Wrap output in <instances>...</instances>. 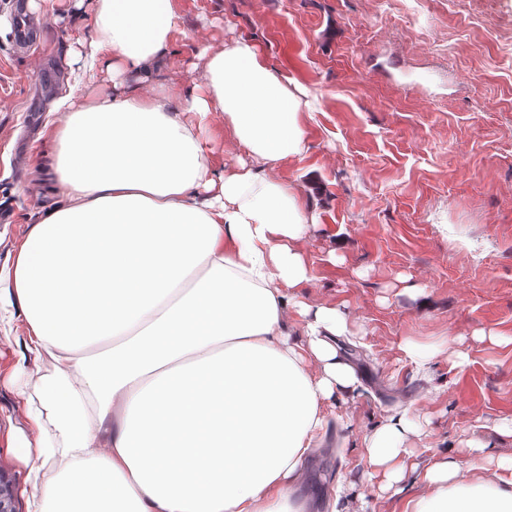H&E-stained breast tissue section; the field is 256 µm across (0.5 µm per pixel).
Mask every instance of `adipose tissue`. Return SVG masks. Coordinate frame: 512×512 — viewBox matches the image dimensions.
I'll return each instance as SVG.
<instances>
[{"label":"adipose tissue","mask_w":512,"mask_h":512,"mask_svg":"<svg viewBox=\"0 0 512 512\" xmlns=\"http://www.w3.org/2000/svg\"><path fill=\"white\" fill-rule=\"evenodd\" d=\"M93 10L83 74L112 85L58 103L61 201L0 269V323L21 312L47 360L18 390L45 441L30 512H316L296 495L304 463L356 378L336 344L346 315L299 294L316 213L274 175L304 150L308 103L247 41L202 51L200 84L158 80L173 0ZM216 112L248 155L220 172ZM414 433L391 417L366 443L382 491L420 471L428 492L403 512H512V460L491 480L453 455L420 466Z\"/></svg>","instance_id":"ef3b65f1"}]
</instances>
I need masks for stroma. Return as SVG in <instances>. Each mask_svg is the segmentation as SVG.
Listing matches in <instances>:
<instances>
[{
  "mask_svg": "<svg viewBox=\"0 0 512 512\" xmlns=\"http://www.w3.org/2000/svg\"><path fill=\"white\" fill-rule=\"evenodd\" d=\"M181 27L162 74L199 80L201 49L245 40L306 90L303 153L275 171L311 202L299 245L313 306H340L338 347L358 377L341 426L312 449L300 495L319 512H402L425 494L407 473L382 492L365 440L410 409L415 459L452 453L494 468L465 440L512 458V0H176ZM90 0H0V268L54 200L45 128L70 89L92 91L69 47L90 41ZM23 316L0 329V474L28 512L41 440L18 389L40 361ZM432 351L417 369L406 350Z\"/></svg>",
  "mask_w": 512,
  "mask_h": 512,
  "instance_id": "35a3bbf8",
  "label": "stroma"
}]
</instances>
